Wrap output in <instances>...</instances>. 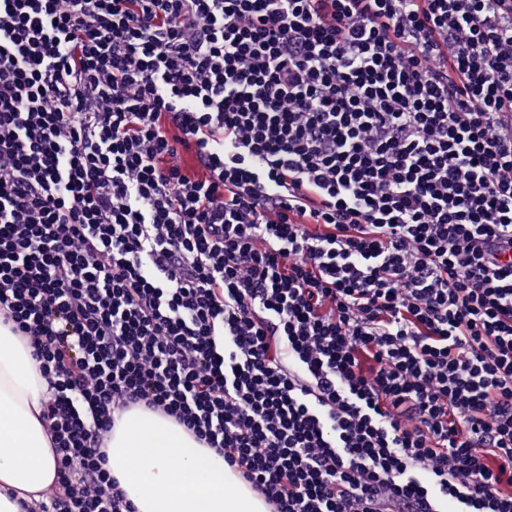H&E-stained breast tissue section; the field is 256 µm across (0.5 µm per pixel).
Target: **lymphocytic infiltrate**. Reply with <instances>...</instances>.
<instances>
[{
	"label": "lymphocytic infiltrate",
	"instance_id": "lymphocytic-infiltrate-1",
	"mask_svg": "<svg viewBox=\"0 0 512 512\" xmlns=\"http://www.w3.org/2000/svg\"><path fill=\"white\" fill-rule=\"evenodd\" d=\"M0 317L25 512H136V408L268 512H512V0H0ZM45 391L33 349L0 319V512H23L19 499L41 500L57 479L39 416Z\"/></svg>",
	"mask_w": 512,
	"mask_h": 512
}]
</instances>
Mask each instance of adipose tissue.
<instances>
[{
    "instance_id": "obj_1",
    "label": "adipose tissue",
    "mask_w": 512,
    "mask_h": 512,
    "mask_svg": "<svg viewBox=\"0 0 512 512\" xmlns=\"http://www.w3.org/2000/svg\"><path fill=\"white\" fill-rule=\"evenodd\" d=\"M46 387L32 348L0 323V512H22L57 479V462L40 420Z\"/></svg>"
}]
</instances>
